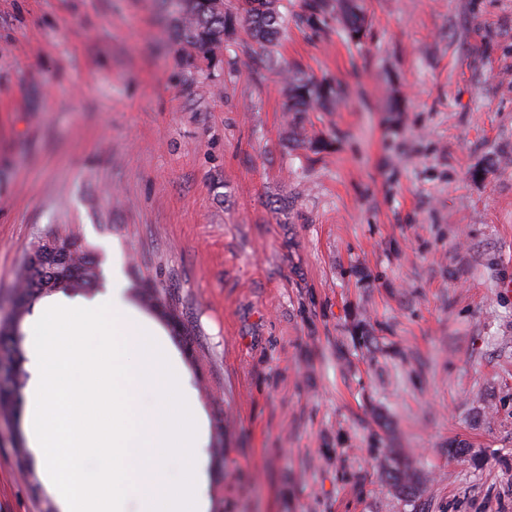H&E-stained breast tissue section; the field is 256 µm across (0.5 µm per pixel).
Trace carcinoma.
I'll list each match as a JSON object with an SVG mask.
<instances>
[{
	"label": "carcinoma",
	"instance_id": "carcinoma-1",
	"mask_svg": "<svg viewBox=\"0 0 512 512\" xmlns=\"http://www.w3.org/2000/svg\"><path fill=\"white\" fill-rule=\"evenodd\" d=\"M174 6V23L178 42L194 50L208 61L231 46L244 30L264 49L281 35L288 14L282 12L283 0H236L226 5L224 0H170ZM301 22L314 26L325 15L334 12L341 25V33L349 41L360 40L368 25V16L359 0H304ZM283 89L288 111L304 112L327 110L339 98L340 91L325 87L300 71L287 70L283 74ZM74 250L65 254V260L55 264L47 276V287L34 283L27 276V267L18 272L23 288L14 293L11 311L0 318V342L9 344L11 352L12 396L0 402V419L10 428L13 451L18 463L29 468V451L19 425V390L27 378L24 369V334L22 323L33 303L59 289L93 290L103 287L100 262L78 244L71 235ZM380 477L400 497L410 501L419 492L423 475L404 457H387L380 463Z\"/></svg>",
	"mask_w": 512,
	"mask_h": 512
}]
</instances>
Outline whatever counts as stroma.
Returning <instances> with one entry per match:
<instances>
[{"label": "stroma", "instance_id": "1", "mask_svg": "<svg viewBox=\"0 0 512 512\" xmlns=\"http://www.w3.org/2000/svg\"><path fill=\"white\" fill-rule=\"evenodd\" d=\"M362 3L208 63L167 0H0V310L54 233L171 297L207 512H512V0ZM52 497L0 424V512ZM358 0H305L304 13L299 15L302 23L317 25L325 15L336 12L341 33L349 41H360L361 33L368 25V16ZM316 82L300 71L288 69L283 74V89L288 112L301 115L304 112L328 110L339 98V89ZM380 477L383 483L406 501L415 498L423 482L421 472L404 457H386L380 463Z\"/></svg>", "mask_w": 512, "mask_h": 512}]
</instances>
